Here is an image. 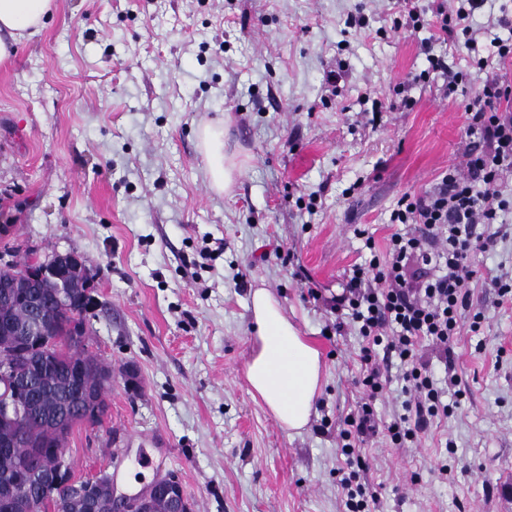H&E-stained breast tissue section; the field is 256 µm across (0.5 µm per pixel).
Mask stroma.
Returning <instances> with one entry per match:
<instances>
[{
  "label": "stroma",
  "instance_id": "1",
  "mask_svg": "<svg viewBox=\"0 0 512 512\" xmlns=\"http://www.w3.org/2000/svg\"><path fill=\"white\" fill-rule=\"evenodd\" d=\"M358 6L363 28L346 23ZM440 6L455 2L56 0L16 44L0 65V255L83 256L99 300L88 349L112 367L104 425L68 438L75 477L116 470L115 493L132 494L174 475L192 512H341L344 418L368 402L390 421L403 396L395 363L376 398L354 385L361 340L326 333L327 301L364 261L359 231L385 250L408 230L389 221L398 200L462 161L464 95L407 75L451 54L474 94L486 74L470 58L501 33L488 19L512 15V0H487L471 54L440 39ZM413 7L425 12L415 32ZM399 93L412 109L371 123L374 100ZM206 124L237 167L227 196L206 176ZM490 230L470 285L481 330L462 328L450 370L421 348L436 381L455 377L461 406L416 443L362 445L371 512H512V302L488 286L512 275V211ZM258 287L321 352L298 436L245 380Z\"/></svg>",
  "mask_w": 512,
  "mask_h": 512
}]
</instances>
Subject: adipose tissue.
Returning a JSON list of instances; mask_svg holds the SVG:
<instances>
[{
    "label": "adipose tissue",
    "instance_id": "ef3b65f1",
    "mask_svg": "<svg viewBox=\"0 0 512 512\" xmlns=\"http://www.w3.org/2000/svg\"><path fill=\"white\" fill-rule=\"evenodd\" d=\"M55 7L56 0H0V61L9 58L20 38L40 32ZM202 137L210 185L228 191L233 169L224 162V143L209 130ZM250 314L255 336L247 381L288 434L301 433L310 423L322 382L320 352L268 289H253Z\"/></svg>",
    "mask_w": 512,
    "mask_h": 512
}]
</instances>
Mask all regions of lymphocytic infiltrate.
Returning a JSON list of instances; mask_svg holds the SVG:
<instances>
[{
    "label": "lymphocytic infiltrate",
    "mask_w": 512,
    "mask_h": 512,
    "mask_svg": "<svg viewBox=\"0 0 512 512\" xmlns=\"http://www.w3.org/2000/svg\"><path fill=\"white\" fill-rule=\"evenodd\" d=\"M509 59L512 41L501 40L494 57L476 62L486 79L464 104L465 129L473 137L464 168H448L428 190L401 198L390 221L407 225V232L393 234L382 254L376 253L373 238H366L370 259L354 267L341 294L330 301L331 310L346 314L363 340L364 388L373 396L382 392L381 362L395 358L403 369L405 395L403 414L387 426H380L366 403L344 419L339 433L346 465L343 512L370 508L358 481V443L383 428L392 443L407 444L428 422L448 418L457 409L445 401L420 347L430 342L446 364H453V340L460 333L467 284L475 274L471 254L496 244L494 238L474 236L473 227L493 223L498 210L512 207V196L500 189L504 173L512 170V110L500 107L512 98V80L496 68Z\"/></svg>",
    "instance_id": "obj_1"
}]
</instances>
